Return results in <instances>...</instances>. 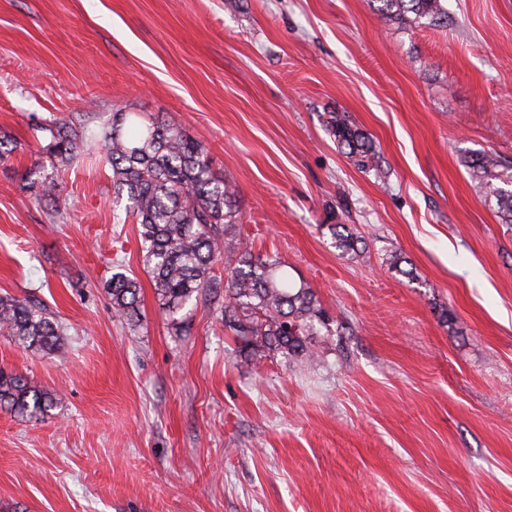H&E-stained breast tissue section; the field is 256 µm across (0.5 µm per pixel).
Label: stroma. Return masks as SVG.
I'll list each match as a JSON object with an SVG mask.
<instances>
[{"label": "stroma", "instance_id": "35a3bbf8", "mask_svg": "<svg viewBox=\"0 0 512 512\" xmlns=\"http://www.w3.org/2000/svg\"><path fill=\"white\" fill-rule=\"evenodd\" d=\"M447 3L435 28L371 0H0V296L43 302L65 344L0 335V366L56 395L0 410V512H512V224L464 164L512 162V0ZM116 112L175 116L236 182L255 248L335 319L317 366L241 353L201 306L172 329L108 165H57L49 214L41 126ZM117 263L134 327L104 290ZM333 114L327 121L328 130L346 157L359 169L379 175L381 166L373 141L366 133L352 126L344 116ZM29 176H36L33 178V183L39 185L40 198L51 207H58L60 199H62V188L54 178V175L46 172L44 166H40L35 171L31 172ZM328 230L331 234L333 246L342 254L357 253L358 238L351 231L348 225L345 224H332L329 225ZM117 271L105 284L106 293L112 304V312L116 317L131 324L139 322L140 285L122 265L115 266ZM125 270V271H121Z\"/></svg>", "mask_w": 512, "mask_h": 512}]
</instances>
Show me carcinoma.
<instances>
[{
	"label": "carcinoma",
	"mask_w": 512,
	"mask_h": 512,
	"mask_svg": "<svg viewBox=\"0 0 512 512\" xmlns=\"http://www.w3.org/2000/svg\"><path fill=\"white\" fill-rule=\"evenodd\" d=\"M380 16L430 27L448 25L445 0H372ZM116 112L96 139L112 169L113 193L127 197L125 218L138 225L144 269L162 312L175 327L177 315L194 303L218 313L224 332L257 353L279 352L307 365L318 360L312 338L332 333V317L309 284L296 283L276 252L255 249L241 235L243 214L236 184L215 172L204 144L174 120L145 119ZM329 133L355 166L380 173L373 141L344 116L327 121ZM49 133L47 154L70 164L83 159L86 130L64 119L40 127ZM465 165L496 200L502 221L512 224V163L493 153L465 156ZM39 196L58 207L62 188L40 166L31 172ZM332 244L343 254L358 251L346 224H330ZM114 315L134 324L140 315V285L123 266L105 284ZM0 334L18 346L58 353L63 330L54 314L27 298L0 297ZM56 397L23 374L0 367V409L38 418Z\"/></svg>",
	"instance_id": "cac0c4a2"
}]
</instances>
